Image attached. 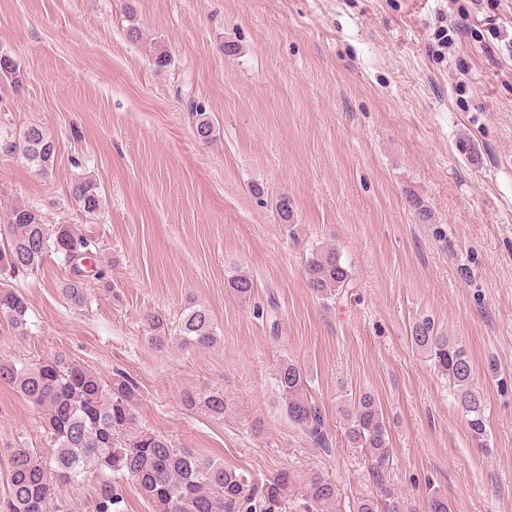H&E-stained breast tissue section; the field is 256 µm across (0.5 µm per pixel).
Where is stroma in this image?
<instances>
[{"label": "stroma", "instance_id": "obj_1", "mask_svg": "<svg viewBox=\"0 0 512 512\" xmlns=\"http://www.w3.org/2000/svg\"><path fill=\"white\" fill-rule=\"evenodd\" d=\"M158 48L173 58L163 72ZM0 53L23 74L21 87L0 83V127L38 124L57 143L48 175L0 156V221L16 201L36 206L47 223L94 231L112 265L111 290L88 279L81 308L56 259L13 280L29 333L0 317V361L61 355L105 380L124 373L142 391L140 426L257 482L325 472L335 512L374 490L345 436L368 392L389 426L395 494L417 512L432 488L451 512H512V0H0ZM192 103L214 125L210 143L195 136ZM82 173L105 199L94 226L69 201ZM322 247L354 283L329 305L304 275ZM237 272L254 283L249 299L227 285ZM191 304L208 310L217 343L152 346L143 314L173 326ZM425 317L468 351L486 450L411 344ZM285 360L308 377L330 451L284 410ZM213 393L223 415L184 404ZM43 419L0 382V504L12 450L43 451ZM101 483L89 472L47 512H96Z\"/></svg>", "mask_w": 512, "mask_h": 512}]
</instances>
